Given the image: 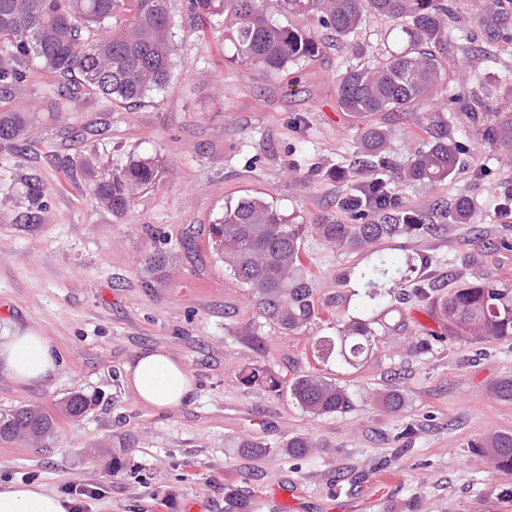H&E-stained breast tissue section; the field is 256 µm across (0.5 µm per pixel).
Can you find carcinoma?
Instances as JSON below:
<instances>
[{"label": "carcinoma", "mask_w": 512, "mask_h": 512, "mask_svg": "<svg viewBox=\"0 0 512 512\" xmlns=\"http://www.w3.org/2000/svg\"><path fill=\"white\" fill-rule=\"evenodd\" d=\"M272 9L307 24H278L269 15ZM184 12L190 17L224 16V40L231 44L226 60L272 73L316 60L328 35L343 40L372 17L394 18L406 35L403 50L373 65L337 72L340 111L353 118L412 112L442 96L446 123L453 122L459 101L466 111L481 116L477 127L483 140L512 152V113L487 116L482 92L464 76L462 64L449 61L448 49L454 43V8L449 0H185ZM175 27L170 0H0V149H28L45 119L63 125L72 138L81 136L69 122L90 104L88 97L79 95L82 88L110 104L142 102L163 90L180 48ZM41 71L55 76L57 85L37 86L34 75ZM390 151L389 129L377 123L367 126L352 167L344 171L350 194L341 208L349 223L324 220L311 225L337 253H377L382 244L398 237L436 238L447 234L450 223H471L475 206L463 191L452 207L437 204L429 216L392 194ZM465 152L463 142L440 134L408 154L397 175L412 183H442L454 177ZM81 167L89 176L91 195L119 217L131 210L138 190L159 181V161L151 156L133 160L104 178L97 175L93 155L84 157ZM305 228L257 195L226 202L221 217L210 225L215 255L249 290L261 317L287 333L322 322L324 304L316 297L304 260ZM170 260L163 251L154 252L145 260V271L161 274ZM358 276L365 281V296L375 301L385 296L382 284L402 278V273L380 255L373 265L358 270ZM415 292L423 300L431 298L424 285H415ZM433 307L460 338H512V289L484 266L475 269L471 280L434 298ZM375 323L383 321H336V335L312 337V357L321 363L335 359L353 368L363 364L373 350ZM253 348L263 362L238 373L243 388L285 390L314 418L354 410L346 387L312 373L288 383L270 365L267 342L257 336ZM98 401L95 394L75 392L60 402L55 415L37 406L0 414V441H43L53 433L56 415L78 417ZM368 405L397 416L406 410L407 396L402 387L388 384L373 392ZM275 447L304 461L316 442L306 434H294L277 445L255 439L234 445L236 452L253 457L265 456ZM476 448L494 467L512 474V432L490 433ZM224 512H254V501L226 485Z\"/></svg>", "instance_id": "1"}]
</instances>
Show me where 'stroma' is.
<instances>
[{
	"instance_id": "obj_1",
	"label": "stroma",
	"mask_w": 512,
	"mask_h": 512,
	"mask_svg": "<svg viewBox=\"0 0 512 512\" xmlns=\"http://www.w3.org/2000/svg\"><path fill=\"white\" fill-rule=\"evenodd\" d=\"M459 39L467 40V75L490 94V109L512 103L499 82L512 70V0H502V39L482 37L473 0H453ZM171 0L180 51L169 85L137 105L88 110V134L68 146L50 139L14 158L15 177L0 180V329L39 328L58 351L55 379L21 385L0 375V413L23 405L54 409L74 392L99 395L83 417L59 419L42 444L0 441V480L32 482L80 505V512H224L231 484L257 501L256 512H512V474L475 454L473 441L493 431L512 432V400L493 388L512 377V339L469 343L449 334L432 304L416 296L399 301L405 323L400 342L379 336L368 361L356 368L315 363L310 339L336 333L335 320L376 318L357 278L337 282L343 270L371 266L373 254L339 255L305 233L304 253L317 295L334 317L301 334H285L259 317L243 288L211 248L209 226L228 200L259 194L298 223L330 217L345 222L338 202L348 192L336 168L350 162L365 123L336 109L340 64H370L400 50L398 22L373 18L322 54L289 86L274 75L224 63V19L199 31ZM440 101L409 114L383 112L394 161H402L441 121ZM452 181L434 188L394 179L390 187L422 212L435 201L467 191L471 223L452 224L444 237H400L385 256L409 266V282L456 287L469 279L470 258L498 237H512V222L496 209L512 192V163L478 139ZM97 153L99 168L137 156L161 163V181L141 191L123 217L100 209L86 172L66 159ZM40 182L47 203L38 219L26 198V180ZM161 231L175 252L164 282L143 265ZM440 335L434 352L415 356L404 345L425 332ZM264 337L285 380L316 372L347 385L356 411L324 418L304 413L287 394L239 386L240 370L256 363L253 337ZM161 349L193 379L182 405L156 410L125 382L138 353ZM396 382L408 395L403 417L364 406L373 389ZM416 433L396 455L394 436ZM295 433L318 443L295 470L278 453L260 459L233 453L241 438L280 442ZM282 476L300 493L299 507L272 503L270 480Z\"/></svg>"
}]
</instances>
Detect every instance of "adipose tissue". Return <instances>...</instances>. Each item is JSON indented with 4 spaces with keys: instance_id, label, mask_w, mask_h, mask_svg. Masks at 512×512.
Instances as JSON below:
<instances>
[{
    "instance_id": "1",
    "label": "adipose tissue",
    "mask_w": 512,
    "mask_h": 512,
    "mask_svg": "<svg viewBox=\"0 0 512 512\" xmlns=\"http://www.w3.org/2000/svg\"><path fill=\"white\" fill-rule=\"evenodd\" d=\"M59 358L52 341L37 328L0 330V374L28 384L54 378ZM133 389L147 404L165 408L186 401L193 390L187 368L162 351L141 354L128 369ZM68 500L41 484L0 482V512H67Z\"/></svg>"
}]
</instances>
